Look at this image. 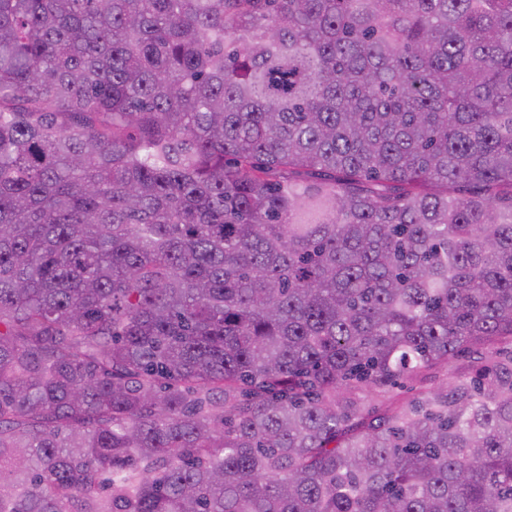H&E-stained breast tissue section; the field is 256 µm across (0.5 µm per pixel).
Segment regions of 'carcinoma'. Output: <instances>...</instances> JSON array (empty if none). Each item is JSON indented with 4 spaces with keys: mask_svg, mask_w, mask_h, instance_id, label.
I'll return each instance as SVG.
<instances>
[{
    "mask_svg": "<svg viewBox=\"0 0 512 512\" xmlns=\"http://www.w3.org/2000/svg\"><path fill=\"white\" fill-rule=\"evenodd\" d=\"M0 512H512V0H0Z\"/></svg>",
    "mask_w": 512,
    "mask_h": 512,
    "instance_id": "1",
    "label": "carcinoma"
}]
</instances>
